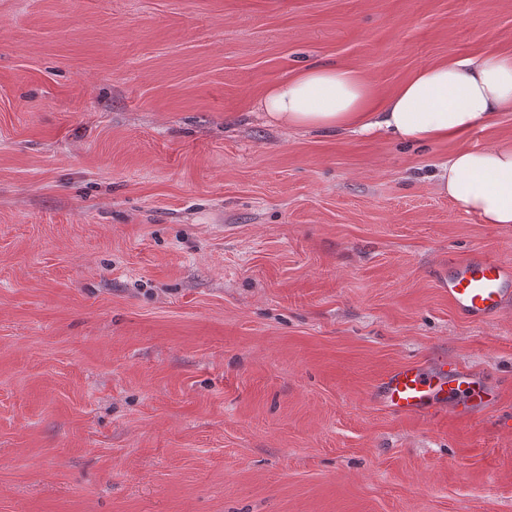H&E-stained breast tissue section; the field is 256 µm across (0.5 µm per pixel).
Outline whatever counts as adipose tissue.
I'll return each mask as SVG.
<instances>
[{
    "label": "adipose tissue",
    "instance_id": "obj_1",
    "mask_svg": "<svg viewBox=\"0 0 512 512\" xmlns=\"http://www.w3.org/2000/svg\"><path fill=\"white\" fill-rule=\"evenodd\" d=\"M258 105L276 124L324 133L379 132L407 143L460 139L512 112V55L489 52L418 69L386 99L361 72L311 66L270 86ZM436 191L486 224H512V142L459 148Z\"/></svg>",
    "mask_w": 512,
    "mask_h": 512
}]
</instances>
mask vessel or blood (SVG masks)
<instances>
[{"instance_id": "b4317fda", "label": "vessel or blood", "mask_w": 512, "mask_h": 512, "mask_svg": "<svg viewBox=\"0 0 512 512\" xmlns=\"http://www.w3.org/2000/svg\"><path fill=\"white\" fill-rule=\"evenodd\" d=\"M448 300L463 317L483 322L512 303V263L480 252L450 263ZM377 404L403 418L451 406L469 419L492 401L488 387L473 373L442 362L428 367L412 361L388 371L374 394Z\"/></svg>"}]
</instances>
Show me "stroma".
Here are the masks:
<instances>
[{
	"label": "stroma",
	"mask_w": 512,
	"mask_h": 512,
	"mask_svg": "<svg viewBox=\"0 0 512 512\" xmlns=\"http://www.w3.org/2000/svg\"><path fill=\"white\" fill-rule=\"evenodd\" d=\"M488 52L512 0H0V512H512V304L441 286L512 224L433 180L512 112L424 146L258 109ZM408 360L498 400L395 417Z\"/></svg>",
	"instance_id": "1"
}]
</instances>
